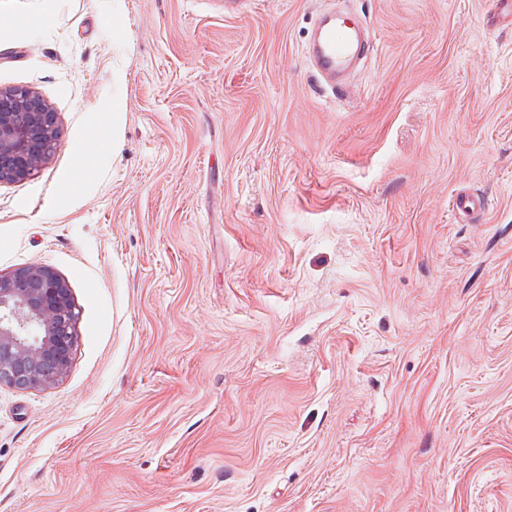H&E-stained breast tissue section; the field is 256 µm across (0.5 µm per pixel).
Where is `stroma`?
Listing matches in <instances>:
<instances>
[{
    "instance_id": "35a3bbf8",
    "label": "stroma",
    "mask_w": 512,
    "mask_h": 512,
    "mask_svg": "<svg viewBox=\"0 0 512 512\" xmlns=\"http://www.w3.org/2000/svg\"><path fill=\"white\" fill-rule=\"evenodd\" d=\"M323 9L372 27L346 95L305 58ZM0 13V89L39 92L60 133L0 183V272L52 268L79 314L62 382L0 386V512H512L493 0ZM465 187L480 218L449 209Z\"/></svg>"
}]
</instances>
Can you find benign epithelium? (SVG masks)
<instances>
[{
  "mask_svg": "<svg viewBox=\"0 0 512 512\" xmlns=\"http://www.w3.org/2000/svg\"><path fill=\"white\" fill-rule=\"evenodd\" d=\"M57 116L26 88L0 89V183L34 176L57 149ZM78 316L67 282L32 263L0 272V385L44 390L66 376Z\"/></svg>",
  "mask_w": 512,
  "mask_h": 512,
  "instance_id": "obj_1",
  "label": "benign epithelium"
}]
</instances>
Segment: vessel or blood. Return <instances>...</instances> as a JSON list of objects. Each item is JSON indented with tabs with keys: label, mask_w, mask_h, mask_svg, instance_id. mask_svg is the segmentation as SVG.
Returning a JSON list of instances; mask_svg holds the SVG:
<instances>
[{
	"label": "vessel or blood",
	"mask_w": 512,
	"mask_h": 512,
	"mask_svg": "<svg viewBox=\"0 0 512 512\" xmlns=\"http://www.w3.org/2000/svg\"><path fill=\"white\" fill-rule=\"evenodd\" d=\"M316 38L307 51V57L316 73L327 82H335L348 70L357 50L360 34L332 14L317 17ZM484 196L459 193L452 198V209L458 214L485 211Z\"/></svg>",
	"instance_id": "1"
}]
</instances>
